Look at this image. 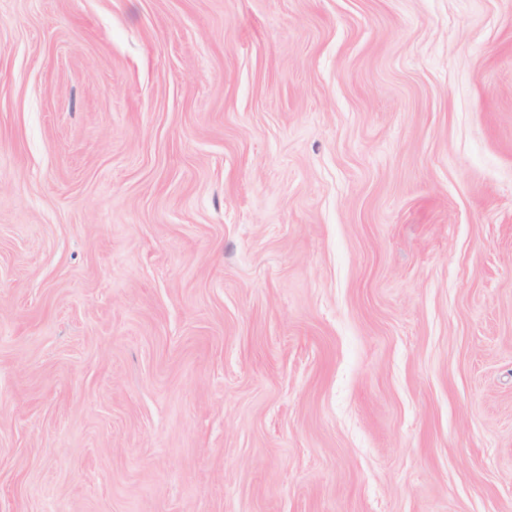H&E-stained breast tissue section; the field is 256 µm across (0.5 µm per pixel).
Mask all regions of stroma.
<instances>
[{
  "mask_svg": "<svg viewBox=\"0 0 512 512\" xmlns=\"http://www.w3.org/2000/svg\"><path fill=\"white\" fill-rule=\"evenodd\" d=\"M0 512H512V0H0Z\"/></svg>",
  "mask_w": 512,
  "mask_h": 512,
  "instance_id": "stroma-1",
  "label": "stroma"
}]
</instances>
